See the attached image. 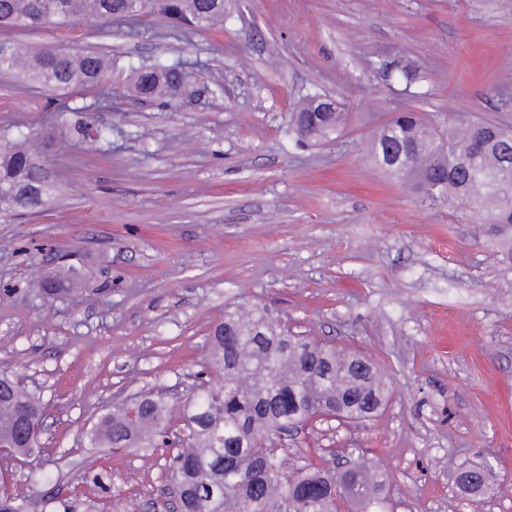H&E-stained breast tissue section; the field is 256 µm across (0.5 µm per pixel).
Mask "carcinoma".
<instances>
[{
  "label": "carcinoma",
  "instance_id": "carcinoma-1",
  "mask_svg": "<svg viewBox=\"0 0 512 512\" xmlns=\"http://www.w3.org/2000/svg\"><path fill=\"white\" fill-rule=\"evenodd\" d=\"M192 27L224 21V0H0V32L32 30L46 24L64 28L95 18L112 22L135 18L153 5ZM56 89H90L97 103L108 102L106 78L112 58L95 50L70 54L53 46L30 51L19 42L0 40V72ZM187 74L180 65L154 64L134 71L133 90L142 98L166 102L179 94ZM306 97L293 113L299 135L322 140L344 129L348 115L329 112ZM474 137L484 148L468 164L450 146ZM55 143L46 134L36 143L0 137V214L35 213L50 200L54 184L41 160ZM403 149L420 178L424 201L448 208L485 212L499 235L512 229V132L490 122H473L455 133L435 127L413 111L397 113L382 126L371 146L374 162L396 178L390 150ZM79 270L61 267L42 281L48 296L77 292ZM209 367L221 384L192 386L176 403L147 392L109 407L89 431L90 441L106 452L156 453L168 447V432L179 427L178 449L166 464L165 488L181 500L183 512H390L386 477L362 458L348 470L312 461L292 467L274 446L282 430H297L323 407L343 408L359 424L387 404L384 372L355 350H342L306 336H294L264 306L247 314H224L207 338ZM43 404L39 395L14 376L0 375V443L18 445L21 435L40 441ZM109 472L87 470L80 483L106 491ZM51 485L38 494L33 485ZM457 486L483 491L477 470ZM78 485L43 468L32 467L26 480L0 471V512H77Z\"/></svg>",
  "mask_w": 512,
  "mask_h": 512
}]
</instances>
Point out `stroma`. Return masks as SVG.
Returning a JSON list of instances; mask_svg holds the SVG:
<instances>
[{
	"mask_svg": "<svg viewBox=\"0 0 512 512\" xmlns=\"http://www.w3.org/2000/svg\"><path fill=\"white\" fill-rule=\"evenodd\" d=\"M17 41L112 58L110 106L0 74V134L90 121L47 154L44 211L0 215V372L46 406L48 470L92 512H151L162 455L105 454L87 433L133 394L182 395L225 312L265 306L291 331L359 348L391 399L358 426L317 421L286 437L288 463L367 457L392 512H512V265L483 217L425 203L369 157L374 132L411 109L453 127H512V0H224V23L190 30L160 12ZM182 63L192 95H132L131 70ZM414 71L411 87L391 70ZM339 101V139L304 147L291 114ZM84 266L82 297L41 279ZM489 464L491 492L450 473Z\"/></svg>",
	"mask_w": 512,
	"mask_h": 512,
	"instance_id": "stroma-1",
	"label": "stroma"
}]
</instances>
